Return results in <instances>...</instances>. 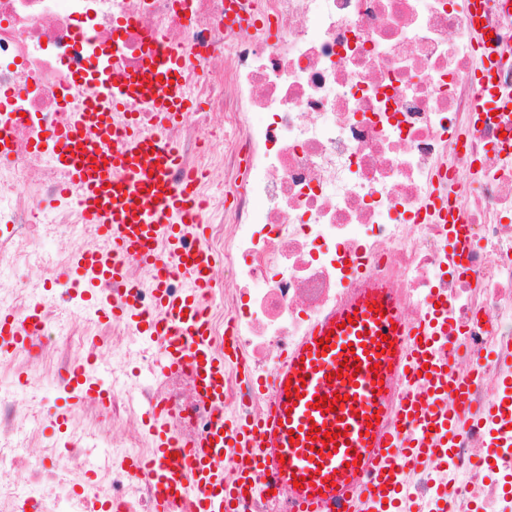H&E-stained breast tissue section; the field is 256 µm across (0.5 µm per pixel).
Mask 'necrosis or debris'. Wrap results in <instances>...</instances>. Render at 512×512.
Returning a JSON list of instances; mask_svg holds the SVG:
<instances>
[{"instance_id":"4bbe7bcc","label":"necrosis or debris","mask_w":512,"mask_h":512,"mask_svg":"<svg viewBox=\"0 0 512 512\" xmlns=\"http://www.w3.org/2000/svg\"><path fill=\"white\" fill-rule=\"evenodd\" d=\"M483 19L503 46L497 79L512 88V11L488 0ZM164 53L184 57L196 107L161 128L139 98ZM478 64L456 0H0V132L11 150L0 162V312H37L47 344L36 356L0 353V512H93L100 499L112 512H155L153 487L124 467L149 455V440L115 447L110 428L157 408L195 441L212 415L189 371L155 367L163 337L130 361L122 349L136 328L101 321L86 284L58 277L40 250L62 237L97 242L48 134L106 90L124 100L117 123L137 114L196 177L206 243L231 280L207 306L213 335L232 333L238 349L224 364L225 411L265 415L261 383L317 320L372 283L392 292L408 327L445 319L434 353L470 385L465 406L448 405L459 428L447 463L401 459L403 512H437L447 485L444 512H512L500 483L512 477V430L491 478L486 440L500 425L481 415L512 373V152L500 127L474 122ZM434 195L466 213L462 257L450 252L444 212L426 206ZM41 263L48 284L17 278ZM67 316L83 323L79 337ZM106 349L116 358L108 405L80 404L64 461L32 463L41 398ZM87 432L112 454L79 488L70 475L87 467Z\"/></svg>"}]
</instances>
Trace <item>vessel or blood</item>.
I'll return each instance as SVG.
<instances>
[{
    "instance_id": "1",
    "label": "vessel or blood",
    "mask_w": 512,
    "mask_h": 512,
    "mask_svg": "<svg viewBox=\"0 0 512 512\" xmlns=\"http://www.w3.org/2000/svg\"><path fill=\"white\" fill-rule=\"evenodd\" d=\"M183 64L172 55L159 62V88L150 106L161 119L183 114L190 103L180 86ZM479 122L512 117V92L496 84L495 62L484 57L474 76ZM111 99L89 108L87 123L102 136L112 126ZM68 152L62 160L70 179L82 191L84 218L97 228L105 245L78 253L67 271L93 280L123 285L130 264L142 263L154 274L155 306L145 310L130 302L112 304L114 318L134 323L145 336H165L164 370L190 369L198 390L216 414L206 436L182 459L180 439L159 412L149 415L153 451L149 460L127 457V471L158 489L160 512L181 503L187 512H237L243 490L253 488L256 473L287 487L295 512H355L366 503L370 512H386L398 494L396 468L403 438L374 425V415L387 409V383L397 375L414 379L430 398L422 405L410 397L400 408L401 419L429 428L414 454L436 463L452 454L456 424L448 398L465 393L445 361L436 359L431 337L404 347L403 320L392 295L382 288L366 289L348 305L319 320L310 336L297 343L275 380L276 409L260 422L242 424L224 415V363L236 355L233 337L215 339L204 318L206 297L215 288L216 255L203 239L204 225L195 224L190 183L170 179L180 156L167 142L145 136L135 126L112 151H99L79 129L61 134ZM188 283L181 294L170 293L169 277ZM328 347H321V340ZM39 338L29 320L0 314V351L30 350ZM335 398L334 411L316 404L318 397ZM332 439H324V432ZM236 451L235 477L224 478V451ZM302 486H294V477Z\"/></svg>"
}]
</instances>
